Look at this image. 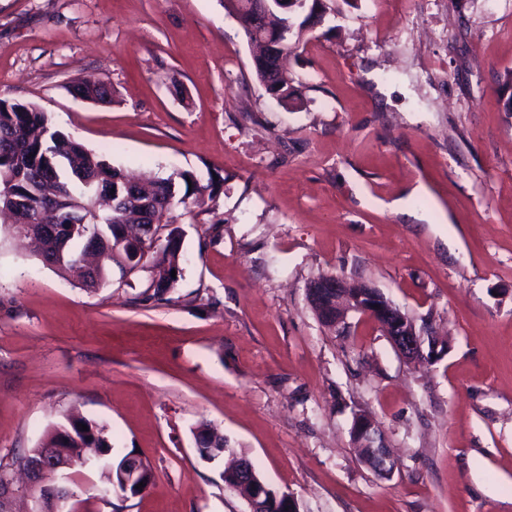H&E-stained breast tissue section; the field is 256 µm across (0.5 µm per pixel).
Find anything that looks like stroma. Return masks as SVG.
I'll return each instance as SVG.
<instances>
[{
  "instance_id": "stroma-1",
  "label": "stroma",
  "mask_w": 512,
  "mask_h": 512,
  "mask_svg": "<svg viewBox=\"0 0 512 512\" xmlns=\"http://www.w3.org/2000/svg\"><path fill=\"white\" fill-rule=\"evenodd\" d=\"M333 2L287 108L221 0H0V97L117 168L223 182L178 217L181 277L145 304L147 273L88 291L0 223V468L82 416L153 467L122 512H247L197 451L207 423L298 512H512V0ZM86 77L111 103L68 92ZM321 274L444 353L408 363L359 315L329 329ZM360 412L390 475L359 459ZM374 429L377 428L370 416L364 413L356 414L352 434L357 448H384L379 434Z\"/></svg>"
}]
</instances>
